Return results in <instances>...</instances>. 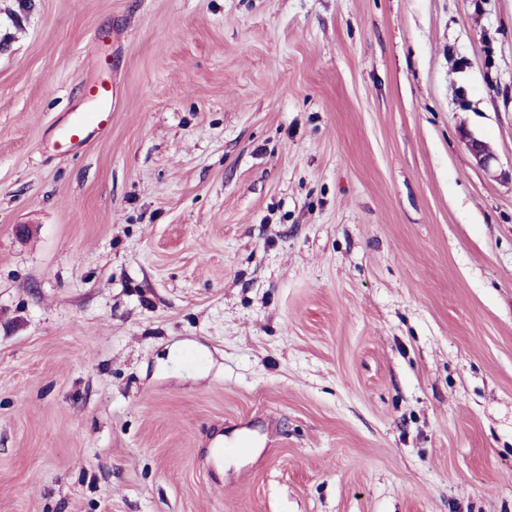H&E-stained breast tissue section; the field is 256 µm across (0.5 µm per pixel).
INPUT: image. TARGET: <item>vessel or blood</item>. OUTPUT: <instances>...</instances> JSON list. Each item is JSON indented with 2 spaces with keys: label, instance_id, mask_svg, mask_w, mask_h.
Masks as SVG:
<instances>
[{
  "label": "vessel or blood",
  "instance_id": "vessel-or-blood-1",
  "mask_svg": "<svg viewBox=\"0 0 512 512\" xmlns=\"http://www.w3.org/2000/svg\"><path fill=\"white\" fill-rule=\"evenodd\" d=\"M84 105L70 113L65 124L58 127L54 146L60 152L70 153L88 140L103 135L112 122V87L107 81L86 85L81 90Z\"/></svg>",
  "mask_w": 512,
  "mask_h": 512
}]
</instances>
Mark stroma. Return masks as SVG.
<instances>
[{"instance_id":"1","label":"stroma","mask_w":512,"mask_h":512,"mask_svg":"<svg viewBox=\"0 0 512 512\" xmlns=\"http://www.w3.org/2000/svg\"><path fill=\"white\" fill-rule=\"evenodd\" d=\"M0 512H512V0H0ZM84 105L81 110L70 112L65 124L58 127L54 147L62 153H71L88 140L103 135L112 122V87L99 81L81 89Z\"/></svg>"}]
</instances>
